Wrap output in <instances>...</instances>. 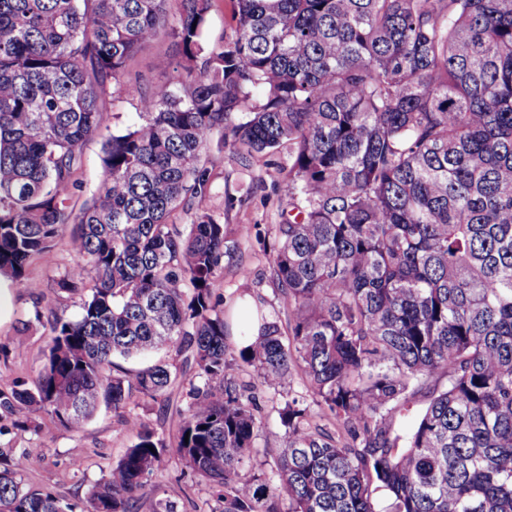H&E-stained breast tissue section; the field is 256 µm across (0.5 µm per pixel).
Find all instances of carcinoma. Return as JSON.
I'll return each mask as SVG.
<instances>
[{"label": "carcinoma", "instance_id": "obj_1", "mask_svg": "<svg viewBox=\"0 0 512 512\" xmlns=\"http://www.w3.org/2000/svg\"><path fill=\"white\" fill-rule=\"evenodd\" d=\"M0 0V276L77 225L56 281L83 296L52 315L42 366L0 384V436L76 430L105 405L134 437L86 507L25 485L35 449L0 446V512H140L170 459L214 490L201 512H512V0H234L207 49L212 0ZM182 61L105 136L103 178L74 209L84 143L143 46ZM218 141L245 159L288 154V209L270 269L288 335L260 316L237 347L220 309L224 225L198 209ZM193 213L186 231L168 222ZM159 359L130 377L113 358ZM258 387L301 375L341 437L303 397L280 412L276 465L257 453ZM448 373L443 390L430 387ZM176 443L133 400H169ZM428 390L404 436L393 415Z\"/></svg>", "mask_w": 512, "mask_h": 512}]
</instances>
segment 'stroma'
Instances as JSON below:
<instances>
[{"instance_id": "35a3bbf8", "label": "stroma", "mask_w": 512, "mask_h": 512, "mask_svg": "<svg viewBox=\"0 0 512 512\" xmlns=\"http://www.w3.org/2000/svg\"><path fill=\"white\" fill-rule=\"evenodd\" d=\"M178 58L172 40L161 39L144 46L135 56L126 77L129 92L124 97L107 100L103 125L117 130L132 124L141 90L167 83L171 65ZM103 139L87 140L82 149V163L76 173L78 186L72 202L83 206L93 198L102 179ZM216 175L212 195L201 203V210L218 218L224 225L230 248L224 256L222 286L226 314H234L243 300H251L256 311L267 317L285 319L283 297L273 279L269 254L273 226L281 221L286 202L288 179L285 166L287 150L275 155H254L249 163L227 150H211L207 156ZM75 257L71 236H64L55 247L34 256L26 267V276L37 287L29 291L15 289L10 322L0 326V338L14 340L17 348L8 359H0V380L32 378L39 368L46 337L47 321H35V313L56 310L73 318L80 311L77 295L59 297L56 281ZM30 322L28 332H21L23 322ZM306 392L302 376H292L286 393L259 394L263 427L255 440L256 448H278L285 429L279 410L289 395ZM10 446L37 449L39 456L23 473L25 484L43 487L73 502H84L91 486L115 464L134 443L133 436L119 423L112 410L100 409L80 429L71 431L46 425L40 434L12 432L5 437ZM160 496L176 505L177 512H197L210 497V489L193 476L179 460H171L153 479Z\"/></svg>"}]
</instances>
